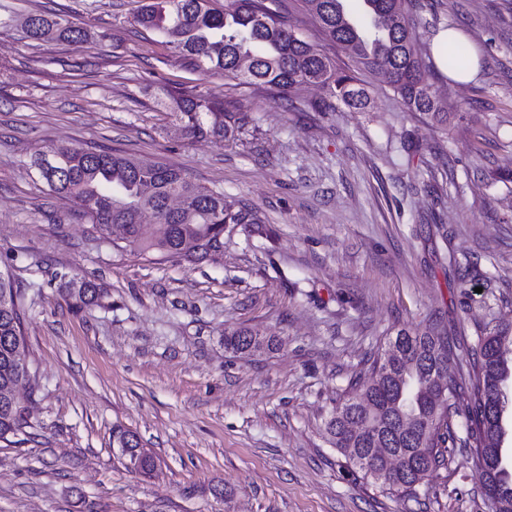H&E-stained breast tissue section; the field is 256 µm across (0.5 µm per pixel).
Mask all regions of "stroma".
Returning <instances> with one entry per match:
<instances>
[{
  "label": "stroma",
  "instance_id": "obj_1",
  "mask_svg": "<svg viewBox=\"0 0 512 512\" xmlns=\"http://www.w3.org/2000/svg\"><path fill=\"white\" fill-rule=\"evenodd\" d=\"M414 3L444 123L405 112L377 73L363 112L312 111L313 84L284 101L234 94L136 26L140 0H0V270L25 290L36 371L20 385L28 427L0 441V512H491L464 449L412 501L325 433L337 392L398 330L437 320L471 344L476 324L512 320V0ZM46 10L93 41L24 39ZM451 26L480 57L466 83L434 59ZM170 90L248 123L187 137L161 104ZM60 142L182 168L261 225L193 264L115 248L32 168ZM452 255L473 262L467 281ZM65 276L96 283L99 304L72 307ZM236 330L262 347L226 349ZM122 431L154 472L128 469Z\"/></svg>",
  "mask_w": 512,
  "mask_h": 512
}]
</instances>
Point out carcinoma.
Returning <instances> with one entry per match:
<instances>
[{"label": "carcinoma", "mask_w": 512, "mask_h": 512, "mask_svg": "<svg viewBox=\"0 0 512 512\" xmlns=\"http://www.w3.org/2000/svg\"><path fill=\"white\" fill-rule=\"evenodd\" d=\"M321 33L339 45L351 65L322 54L288 23L280 0H142L134 23L157 33L200 70L222 74L236 91L264 89L282 96L297 84L314 83L323 97L315 112L336 103L363 110L368 93L358 74L385 68L389 86L408 112L447 120L424 80L419 48L408 37L418 25L410 0H361L356 16L345 0H302ZM22 37L82 45L91 33L52 13L27 16ZM167 108L189 137L224 138V107L201 94H167ZM51 192L75 203L101 232L120 233L116 247L193 263L224 250L227 224H257L258 218L224 198V192L192 182L180 169L108 150L56 144L32 161ZM60 291L76 307L100 297L96 284L70 278ZM22 289L0 271V440L27 427L11 390L31 377L13 352L22 343ZM224 345L245 354L260 348L257 335L234 331ZM467 354L466 370L450 373ZM355 373L336 395L326 422L330 443L345 460L383 491L419 497L429 475L447 467L457 448L469 449L481 484L494 487L491 512H512V487L502 485L500 420L505 383L512 382V324L478 327L472 345H455L444 327L400 330L385 349Z\"/></svg>", "instance_id": "carcinoma-1"}]
</instances>
